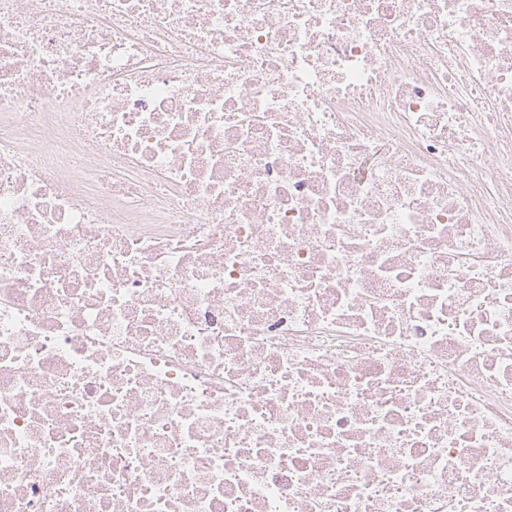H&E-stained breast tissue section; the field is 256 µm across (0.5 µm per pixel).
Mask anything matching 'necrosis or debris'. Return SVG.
<instances>
[{"label":"necrosis or debris","mask_w":512,"mask_h":512,"mask_svg":"<svg viewBox=\"0 0 512 512\" xmlns=\"http://www.w3.org/2000/svg\"><path fill=\"white\" fill-rule=\"evenodd\" d=\"M0 512H512V0H0Z\"/></svg>","instance_id":"obj_1"}]
</instances>
